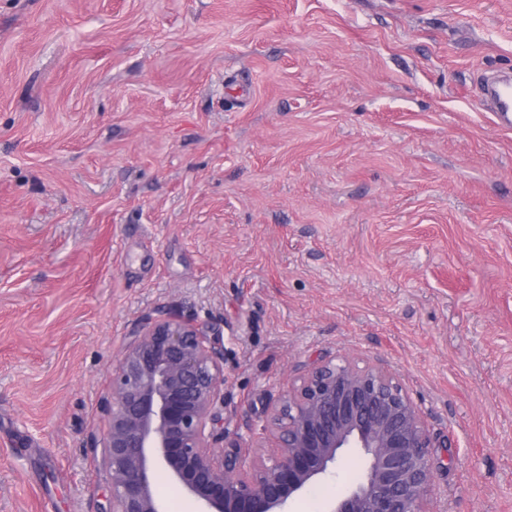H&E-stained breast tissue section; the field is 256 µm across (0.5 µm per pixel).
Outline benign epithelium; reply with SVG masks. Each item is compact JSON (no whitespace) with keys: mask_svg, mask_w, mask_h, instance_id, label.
<instances>
[{"mask_svg":"<svg viewBox=\"0 0 512 512\" xmlns=\"http://www.w3.org/2000/svg\"><path fill=\"white\" fill-rule=\"evenodd\" d=\"M228 349L215 327L164 309L131 330L112 370L106 428L93 439L110 484L101 512H165L166 475L195 512H287L349 448L363 475L328 512H429L436 441L424 412L383 363L350 357L304 367L250 443L224 427Z\"/></svg>","mask_w":512,"mask_h":512,"instance_id":"benign-epithelium-1","label":"benign epithelium"}]
</instances>
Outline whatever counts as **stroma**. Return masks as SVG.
Here are the masks:
<instances>
[{
  "label": "stroma",
  "instance_id": "1",
  "mask_svg": "<svg viewBox=\"0 0 512 512\" xmlns=\"http://www.w3.org/2000/svg\"><path fill=\"white\" fill-rule=\"evenodd\" d=\"M509 70L512 0H0V512H99L161 307L220 328L256 429L302 365L387 364L434 512H512ZM496 75L486 80L484 90L493 105L497 124L504 129L512 128V77Z\"/></svg>",
  "mask_w": 512,
  "mask_h": 512
}]
</instances>
